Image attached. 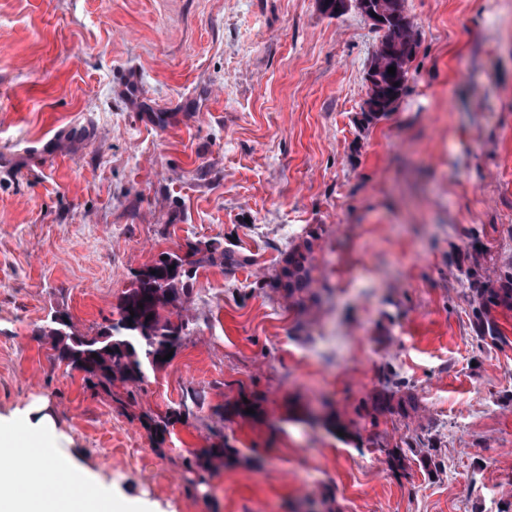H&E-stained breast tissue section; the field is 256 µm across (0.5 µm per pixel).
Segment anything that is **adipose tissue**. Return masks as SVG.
Instances as JSON below:
<instances>
[{"label": "adipose tissue", "instance_id": "ef3b65f1", "mask_svg": "<svg viewBox=\"0 0 512 512\" xmlns=\"http://www.w3.org/2000/svg\"><path fill=\"white\" fill-rule=\"evenodd\" d=\"M21 422L32 440L30 446L20 448L0 438V449L13 455L10 467L0 468V512H94L101 499L97 481L88 473H80L78 480L59 483L54 458L41 457L37 445L51 448L54 457H67V440L57 434L52 419L28 409L21 413ZM59 483L60 493L46 499L42 489L50 483Z\"/></svg>", "mask_w": 512, "mask_h": 512}]
</instances>
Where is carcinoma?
Wrapping results in <instances>:
<instances>
[{"instance_id":"cac0c4a2","label":"carcinoma","mask_w":512,"mask_h":512,"mask_svg":"<svg viewBox=\"0 0 512 512\" xmlns=\"http://www.w3.org/2000/svg\"><path fill=\"white\" fill-rule=\"evenodd\" d=\"M375 7L404 22L389 23L383 30L379 49L371 58L369 69L377 71L379 83L373 89L378 111L361 115L359 124L366 127L393 112L406 89L409 63L418 45V32L405 14L404 0H371ZM395 74H388L389 67ZM240 264L243 259L225 252L201 250L188 246L185 254L167 252L154 264L136 275L135 284L124 292L119 305V318L110 320L93 336H78L72 331L67 313H61L64 324L51 319L38 328L37 335L54 341L57 359L81 373L85 384L123 407L134 399L129 386L142 380L149 368L166 364L163 356L176 351L188 335V321L167 308L189 297L193 272L205 263ZM281 286L293 294L308 286L310 269L307 258L292 251L284 260ZM126 385L123 393L114 391L115 381ZM201 403V396L190 391L184 395L179 409L166 416L143 414L147 426L163 434L175 420L187 419Z\"/></svg>"}]
</instances>
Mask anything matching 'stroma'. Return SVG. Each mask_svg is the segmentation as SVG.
Instances as JSON below:
<instances>
[{
    "instance_id": "stroma-1",
    "label": "stroma",
    "mask_w": 512,
    "mask_h": 512,
    "mask_svg": "<svg viewBox=\"0 0 512 512\" xmlns=\"http://www.w3.org/2000/svg\"><path fill=\"white\" fill-rule=\"evenodd\" d=\"M405 9L407 91L364 129L356 9L0 0V429L41 409L145 512H512V19ZM189 244L245 262L198 268L187 338L118 410L36 330L93 335ZM189 389L195 417L144 425ZM281 286L287 288L290 294L302 292L309 283L310 269L307 258L303 253L292 251L284 260Z\"/></svg>"
}]
</instances>
